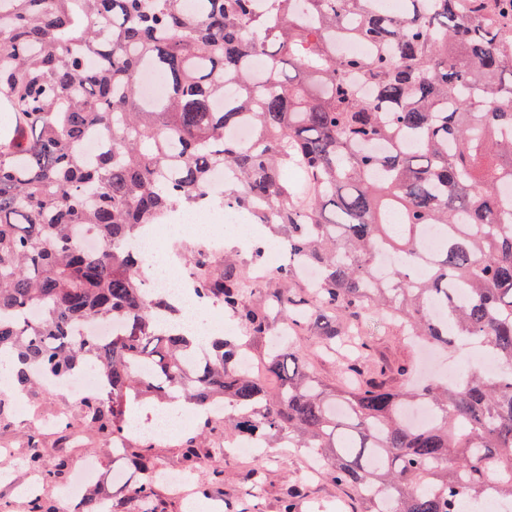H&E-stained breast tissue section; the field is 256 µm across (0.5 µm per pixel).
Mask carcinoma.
I'll return each instance as SVG.
<instances>
[{"mask_svg": "<svg viewBox=\"0 0 512 512\" xmlns=\"http://www.w3.org/2000/svg\"><path fill=\"white\" fill-rule=\"evenodd\" d=\"M380 2L0 0V354L16 393H33L37 370L94 368L105 388L85 420L144 473L152 443L131 450L130 401L181 399L208 429L222 400L226 430L332 454L325 474L359 512L512 501V0H401L395 13ZM338 38L375 49L338 56ZM144 69L162 77V96L142 98ZM227 84L239 94L217 109ZM242 123L255 129L248 143L228 135ZM89 132L104 143L94 158L81 149ZM215 167L230 175L222 189ZM203 198L281 234L270 279L284 287L254 304L235 260L212 277L196 252L194 291L251 338L276 317L309 329L343 348L341 375L362 382L330 390L289 347L245 372L242 337L200 342L174 300L147 292L132 242ZM87 233L100 250L79 247ZM384 252L404 260L386 280ZM303 266L315 284L286 287ZM374 314L440 349L478 342L499 369L397 387L356 328ZM104 322L112 335L75 333ZM419 402L432 408L425 426L406 418ZM39 435L29 429L42 485L28 512L69 471L42 468ZM181 448L185 468L204 464L196 437ZM126 494L153 512V481ZM104 500L91 490L77 512H115Z\"/></svg>", "mask_w": 512, "mask_h": 512, "instance_id": "obj_1", "label": "carcinoma"}]
</instances>
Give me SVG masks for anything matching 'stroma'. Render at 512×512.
<instances>
[{
  "label": "stroma",
  "mask_w": 512,
  "mask_h": 512,
  "mask_svg": "<svg viewBox=\"0 0 512 512\" xmlns=\"http://www.w3.org/2000/svg\"><path fill=\"white\" fill-rule=\"evenodd\" d=\"M215 230L224 237V252L212 258L209 271L214 275L223 273L224 257L228 254L233 255L241 268L253 270L256 242L270 237L263 225L248 220L241 224H219ZM363 330L373 346L377 361L409 367L422 377H445L460 369L470 371L483 367L481 354L469 347L449 350L434 362L424 363L421 349L390 329L378 315L366 321ZM289 343L305 355L309 371L329 388H336L339 363L335 356L317 350L316 339L311 332L296 331L290 336ZM27 427L25 417L18 414L0 422V471L10 475L9 480L0 481V512H28L27 503L15 496L16 485L27 482L30 477L23 460ZM223 442L224 429L219 426L201 443V451L207 455L209 464L201 468L194 479L196 504L208 508L216 504L220 512H279L281 498L293 486L305 489L304 496L297 503V512H338V501L349 503L353 500L350 489L336 486L322 475L308 476L311 459L296 449L264 448L255 456L243 457L224 447ZM40 444L45 463L50 467L62 459L74 465L86 459L96 460L98 476L94 481L95 487L121 494V487L111 482L110 473L126 469L127 462L114 458L107 441L96 432L85 427L75 433L47 430L41 435ZM216 468L223 470L224 475L215 483L211 480V473ZM250 469L259 470L262 474L261 494L251 493L242 480L243 474Z\"/></svg>",
  "instance_id": "obj_1"
}]
</instances>
